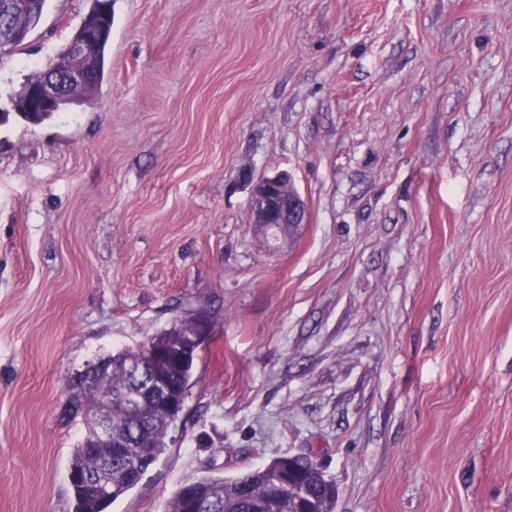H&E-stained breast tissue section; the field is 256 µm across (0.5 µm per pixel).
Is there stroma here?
<instances>
[{
	"instance_id": "stroma-1",
	"label": "stroma",
	"mask_w": 512,
	"mask_h": 512,
	"mask_svg": "<svg viewBox=\"0 0 512 512\" xmlns=\"http://www.w3.org/2000/svg\"><path fill=\"white\" fill-rule=\"evenodd\" d=\"M91 3L48 0L0 96ZM277 173L308 222L272 241ZM198 312L110 512L301 454L335 512H512V0H112L92 97L0 125V512H73V376ZM252 216L256 227L276 236L288 224H305L306 207L288 175L262 176L252 188ZM191 378V365L184 368H165V378L162 373L155 371L154 381L150 385L154 391L157 417L164 419L168 428H171L177 421L184 410L186 401V399L181 401L171 396L168 388L173 393L180 395L186 389L189 390Z\"/></svg>"
}]
</instances>
